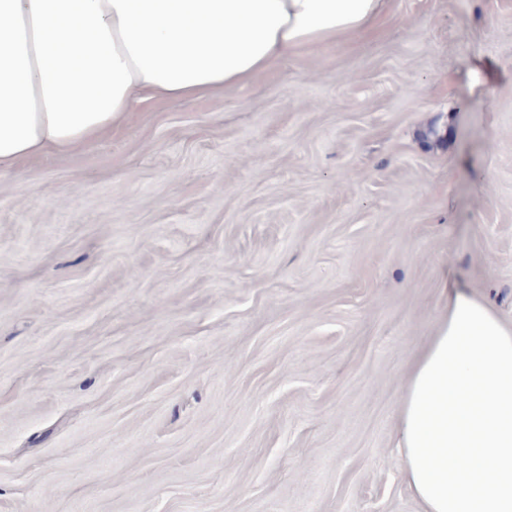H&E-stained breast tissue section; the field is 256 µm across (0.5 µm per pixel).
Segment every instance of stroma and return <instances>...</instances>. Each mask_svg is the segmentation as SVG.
I'll return each instance as SVG.
<instances>
[{
	"mask_svg": "<svg viewBox=\"0 0 512 512\" xmlns=\"http://www.w3.org/2000/svg\"><path fill=\"white\" fill-rule=\"evenodd\" d=\"M448 282L512 324V0H391L21 161L0 512H423L398 411Z\"/></svg>",
	"mask_w": 512,
	"mask_h": 512,
	"instance_id": "stroma-1",
	"label": "stroma"
}]
</instances>
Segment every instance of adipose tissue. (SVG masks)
Wrapping results in <instances>:
<instances>
[{
    "label": "adipose tissue",
    "mask_w": 512,
    "mask_h": 512,
    "mask_svg": "<svg viewBox=\"0 0 512 512\" xmlns=\"http://www.w3.org/2000/svg\"><path fill=\"white\" fill-rule=\"evenodd\" d=\"M389 2L0 0V171L363 36ZM397 446L424 512H512V326L461 288L411 366Z\"/></svg>",
    "instance_id": "obj_1"
}]
</instances>
